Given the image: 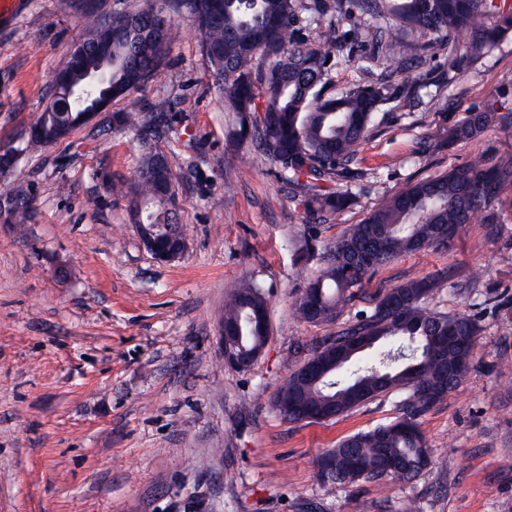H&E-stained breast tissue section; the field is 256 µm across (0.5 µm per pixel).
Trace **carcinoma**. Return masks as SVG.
<instances>
[{
  "mask_svg": "<svg viewBox=\"0 0 512 512\" xmlns=\"http://www.w3.org/2000/svg\"><path fill=\"white\" fill-rule=\"evenodd\" d=\"M355 2L377 20L368 28L366 41L374 56L385 61H402L397 52L399 38L384 24L388 12L396 16L400 30L409 37L408 60L417 63L435 45L451 41L460 32L468 36L467 55L475 58L482 56L497 36L512 30V5L500 0H401L387 11L383 0ZM179 5L197 31L201 54L208 60L224 105L240 117L238 137H243L245 127L252 128L248 142L272 161L278 177L300 197L309 217L324 220L343 210L348 196L332 185L365 138L373 112L385 99L384 88L323 97L325 76L336 59V30L326 27L315 43L297 39L292 29L297 0H179ZM152 11L151 6L135 13L115 9L108 25L88 13L86 34L67 67L55 76L54 86L81 84L84 72L98 69L108 75L98 93L110 101L142 85L157 71L176 37L170 22L160 43L148 42L145 30ZM260 100L264 109L257 124L250 114ZM82 116L77 105L62 112H43L16 154L64 138L86 124L80 120ZM112 120L116 126L137 127L146 138L158 133L163 117L126 112L113 114ZM493 122L512 133V121L491 108L467 113L448 130V142L471 140ZM155 167V157L147 153L131 182L109 188L132 195L134 204H143L153 215L154 223L167 224L170 199L160 195ZM511 183L512 157L492 163L478 156L444 176L418 181L386 198L363 223L352 225L325 248V268L308 285L322 306V321L351 300L350 289L361 286L366 276L392 260L424 247L448 248L463 226L477 216L483 224L500 223L495 202L501 187ZM30 220L31 209L22 191L0 194L1 222L26 224ZM373 225L389 229L381 254L366 267L343 266L344 253L364 245ZM447 281L448 276L441 274L390 288L377 297L371 314L322 342L327 349L360 334L373 340L374 357L366 361L357 354L348 367L337 368L331 390L302 383L301 395L313 407L323 406V397L334 395L339 417L386 391L404 389L408 393L398 417L409 422L408 431L384 440L379 426L350 435L358 441L353 453L340 444L321 453L319 460L332 459L335 483L378 478L385 457L400 462L393 477L403 481L414 480L429 465L430 449L419 419L464 379L461 375L441 384L440 337L448 325L459 336L456 344L448 346V361L452 362L468 354L480 331L477 319L470 315H441L423 307L429 294ZM254 296L261 294L254 286L245 285L224 310V323L238 326L246 349L266 343L268 336V330L254 323L252 310L245 306V300ZM351 379L361 386L356 397L349 395Z\"/></svg>",
  "mask_w": 512,
  "mask_h": 512,
  "instance_id": "carcinoma-1",
  "label": "carcinoma"
}]
</instances>
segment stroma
<instances>
[{
    "mask_svg": "<svg viewBox=\"0 0 512 512\" xmlns=\"http://www.w3.org/2000/svg\"><path fill=\"white\" fill-rule=\"evenodd\" d=\"M177 0L179 29L156 76L108 113L164 114L151 145L175 175L183 256L157 262L131 219L126 182L137 131L102 123L20 156L0 193L22 190L34 213L0 223V512H512V185L496 227L465 225L452 246L401 256L356 289L332 320L296 311L325 246L386 197L466 165L512 157L500 125L449 144L468 112L512 118V31L476 59L466 35L386 76L364 43L370 15L335 13L338 65L324 96L387 85L337 190L350 205L312 220L259 150L231 140L237 113L217 100L210 67ZM146 0H20L0 20V154L19 147L52 98L53 77L85 33L86 13ZM447 274L427 310L478 318L472 365L421 417L430 465L390 476L322 481L319 454L387 424L405 394H381L326 422L285 421L274 399L322 339L371 312L394 284ZM265 296L270 335L249 370L224 363L221 319L245 281Z\"/></svg>",
    "mask_w": 512,
    "mask_h": 512,
    "instance_id": "obj_1",
    "label": "stroma"
}]
</instances>
